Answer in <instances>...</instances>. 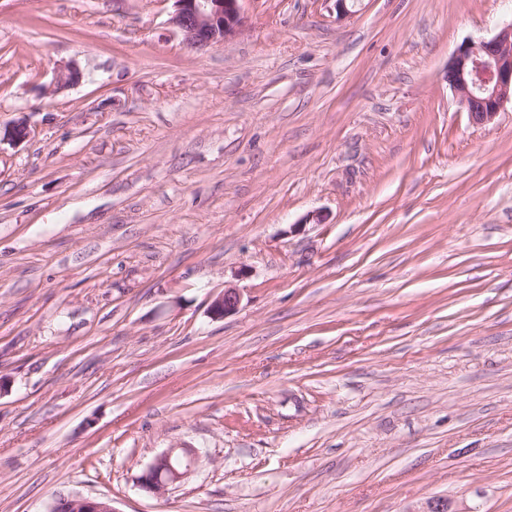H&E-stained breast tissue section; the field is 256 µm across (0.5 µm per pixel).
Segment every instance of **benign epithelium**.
<instances>
[{"label": "benign epithelium", "instance_id": "obj_1", "mask_svg": "<svg viewBox=\"0 0 512 512\" xmlns=\"http://www.w3.org/2000/svg\"><path fill=\"white\" fill-rule=\"evenodd\" d=\"M172 22L190 47H207L239 34L244 20L241 0H174ZM448 85L459 95L471 121L488 124L512 100V21L491 39L471 41L458 48L448 64ZM242 296L228 286L210 305L215 318L238 311ZM199 460L196 449L184 445L157 455L139 477L141 486L157 495L191 474ZM67 512H116L112 499L80 494L65 499ZM409 512H448V499L433 497Z\"/></svg>", "mask_w": 512, "mask_h": 512}]
</instances>
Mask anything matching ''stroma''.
I'll list each match as a JSON object with an SVG mask.
<instances>
[{"label":"stroma","mask_w":512,"mask_h":512,"mask_svg":"<svg viewBox=\"0 0 512 512\" xmlns=\"http://www.w3.org/2000/svg\"><path fill=\"white\" fill-rule=\"evenodd\" d=\"M240 6L0 0V512H512V103L447 81L512 0ZM172 22L190 47H207L239 34L244 20L241 0H174ZM241 303L242 296L237 288L224 287V292L212 301L210 313L214 318H224L237 312ZM199 457L198 451L188 445L169 448L154 458L138 482L154 494L164 495L191 474ZM67 512H116L112 499L105 497H87L80 494L65 499Z\"/></svg>","instance_id":"35a3bbf8"}]
</instances>
